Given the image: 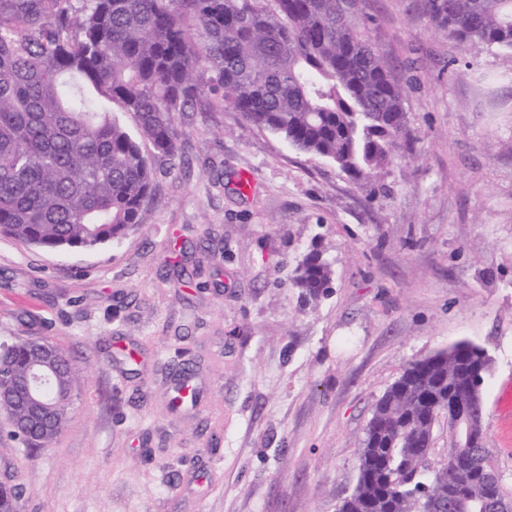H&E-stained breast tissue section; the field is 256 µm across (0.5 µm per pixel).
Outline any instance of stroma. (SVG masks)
Listing matches in <instances>:
<instances>
[{"instance_id":"stroma-1","label":"stroma","mask_w":512,"mask_h":512,"mask_svg":"<svg viewBox=\"0 0 512 512\" xmlns=\"http://www.w3.org/2000/svg\"><path fill=\"white\" fill-rule=\"evenodd\" d=\"M366 11L416 137L382 177L218 108L179 123L178 163L143 143L139 231L89 252L0 236V341L45 337L78 371L50 450L0 416L19 512H338L376 401L462 340L494 360L483 428L512 493V52L436 33L416 0ZM315 246L333 288L306 305L291 280ZM183 362L200 398L174 411Z\"/></svg>"}]
</instances>
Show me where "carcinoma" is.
I'll return each mask as SVG.
<instances>
[{
	"mask_svg": "<svg viewBox=\"0 0 512 512\" xmlns=\"http://www.w3.org/2000/svg\"><path fill=\"white\" fill-rule=\"evenodd\" d=\"M0 0V236L48 251H93L146 221L154 168L138 139L181 157L176 116L214 96L288 147L358 180L394 165L410 138L405 89L362 20L366 0ZM435 29L463 45L512 51V0H419ZM130 115L132 135L113 106ZM293 286L316 302L332 269L314 250ZM466 342L409 363L377 400L343 512H476L485 484L509 503L489 464L431 466L434 414L485 380ZM18 344L9 373L24 377ZM75 368L44 388L65 429Z\"/></svg>",
	"mask_w": 512,
	"mask_h": 512,
	"instance_id": "obj_1",
	"label": "carcinoma"
}]
</instances>
